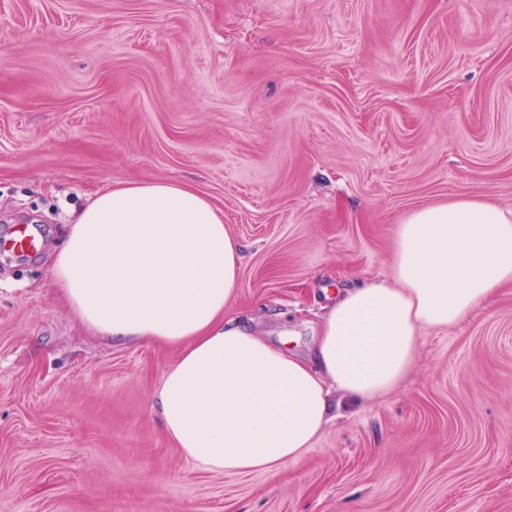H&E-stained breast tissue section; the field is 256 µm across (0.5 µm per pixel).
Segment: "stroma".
<instances>
[{
    "label": "stroma",
    "mask_w": 512,
    "mask_h": 512,
    "mask_svg": "<svg viewBox=\"0 0 512 512\" xmlns=\"http://www.w3.org/2000/svg\"><path fill=\"white\" fill-rule=\"evenodd\" d=\"M0 512H512V285L421 332L391 395L298 464L186 460L173 349L82 328L52 257L95 192L192 185L242 246L229 312L309 357L337 290L390 278L397 227L512 209V0H0ZM12 238H0V252H9L17 256H29L38 251V238L29 225H17Z\"/></svg>",
    "instance_id": "obj_1"
}]
</instances>
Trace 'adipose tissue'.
Returning a JSON list of instances; mask_svg holds the SVG:
<instances>
[{"label":"adipose tissue","mask_w":512,"mask_h":512,"mask_svg":"<svg viewBox=\"0 0 512 512\" xmlns=\"http://www.w3.org/2000/svg\"><path fill=\"white\" fill-rule=\"evenodd\" d=\"M240 262L209 198L180 182H133L78 211L51 275L86 329L176 350L157 407L187 460L227 476L277 474L334 420V394L388 396L421 329L461 324L512 284V210L459 197L413 211L397 229L391 279L341 293L307 360L227 317Z\"/></svg>","instance_id":"ef3b65f1"}]
</instances>
